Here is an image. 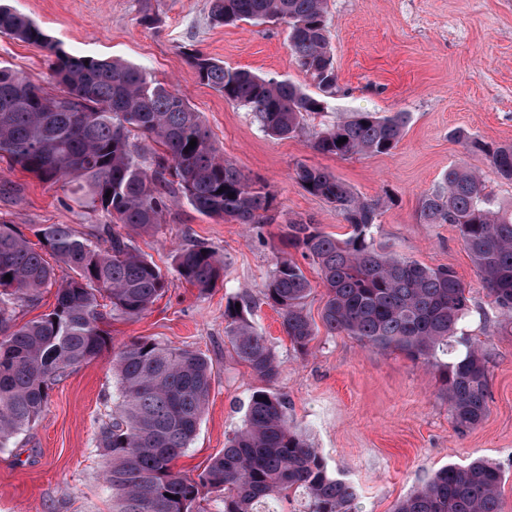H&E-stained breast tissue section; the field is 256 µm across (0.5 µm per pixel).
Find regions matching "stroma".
I'll list each match as a JSON object with an SVG mask.
<instances>
[{"mask_svg": "<svg viewBox=\"0 0 512 512\" xmlns=\"http://www.w3.org/2000/svg\"><path fill=\"white\" fill-rule=\"evenodd\" d=\"M77 56H110L146 69L200 113L212 140L248 179L277 195L272 223L259 233L200 214L187 202L163 224L134 234L133 244L169 280L151 310L111 320L109 343L67 371L53 387L41 419L0 448V512H112L102 478L99 428L112 412L114 354L124 343L152 338L203 353L213 364L209 401L197 435L174 463L197 476L239 429L251 394H282L294 424L306 432L331 473L356 489L360 512H393L396 503L438 468L483 458L504 475L501 510L512 512V332L481 285L459 232L419 221L422 196L449 167L479 173L487 191L512 204V184L485 155L456 142L464 132L486 143L512 142V0H327L329 42L340 92L327 120L350 112H404L405 131L384 154L339 158L316 152L309 136L265 135L252 114L199 83L184 49L196 48L229 68L306 83L288 47L286 26L210 20V0H151L158 23L138 22L140 0H5ZM54 89L40 48L0 34V63ZM325 169L367 199L383 200L378 242L429 267L451 268L470 289L484 319L471 329L488 356L489 414L476 428H457L436 370L395 350H374L350 336L318 331L309 355L294 352L278 313L263 298L280 257L297 260L312 292L307 311L319 319L324 285L314 264L288 246V226L304 220L336 237L349 231L335 207L295 180L298 164ZM0 219L33 237L45 224L89 235L104 213L75 203L61 186L0 162ZM202 244L224 261V282L202 293L173 269L175 251ZM253 302L251 321L275 352L274 380L255 375L224 342L227 296Z\"/></svg>", "mask_w": 512, "mask_h": 512, "instance_id": "35a3bbf8", "label": "stroma"}]
</instances>
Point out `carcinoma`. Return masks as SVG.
<instances>
[{
	"label": "carcinoma",
	"mask_w": 512,
	"mask_h": 512,
	"mask_svg": "<svg viewBox=\"0 0 512 512\" xmlns=\"http://www.w3.org/2000/svg\"><path fill=\"white\" fill-rule=\"evenodd\" d=\"M326 0H211L216 25L271 22L288 28L298 68L318 89L288 79L232 69L198 49L185 52L200 83L254 114L262 131L291 138L324 116L340 91L328 42ZM0 33L40 47L65 99L10 66H0V159L50 185L70 186L76 202L112 218L84 237L68 224H47L33 244L0 221V447L31 428L45 411L51 386L95 357L109 340L108 318L146 313L169 285L129 236L163 223L174 202L228 219L253 231L272 220L276 195L247 179L213 143L199 113L146 70L114 58L66 52L29 17L0 5ZM406 113L354 112L313 131V148L349 157L387 153L402 138ZM346 139L343 144L340 139ZM196 146L189 147L191 140ZM455 139L486 153L499 177L512 182V142L486 146L459 132ZM295 180L333 204L351 232L336 239L308 222L289 225L288 245L318 266L326 287L322 325L332 336H353L377 349H394L436 368L451 414L461 428L489 412L487 354L469 337L470 291L448 267L432 268L375 243L381 202L359 196L333 173L305 164ZM423 224H453L482 287L512 327V206L495 202L480 175L448 168L423 195ZM51 255L73 276L56 292L53 309L19 326L16 309L35 306L55 281ZM180 279L206 293L221 280L223 262L207 247L175 255ZM11 279H5L6 275ZM311 285L291 259L276 263L264 299L282 318L293 350L308 353L317 328L306 311ZM109 300L101 309L98 297ZM245 296L224 306V338L238 360L267 380L279 374L274 353L249 319ZM118 394L102 423L99 447L112 512H206L204 490L224 493L223 512H271L269 499L300 494L305 512H357L354 486L332 475L306 435L288 422L286 399L254 392L243 426L224 451L192 478L172 463L196 436L211 391L213 366L201 353L150 338L124 344L113 360ZM501 470L475 458L450 464L400 500L394 512H501Z\"/></svg>",
	"instance_id": "obj_1"
}]
</instances>
